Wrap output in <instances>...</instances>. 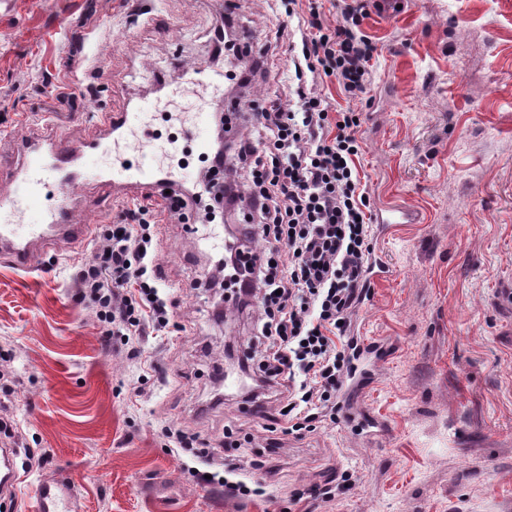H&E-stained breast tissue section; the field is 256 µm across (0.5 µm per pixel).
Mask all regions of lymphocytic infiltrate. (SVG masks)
I'll list each match as a JSON object with an SVG mask.
<instances>
[{"label": "lymphocytic infiltrate", "mask_w": 512, "mask_h": 512, "mask_svg": "<svg viewBox=\"0 0 512 512\" xmlns=\"http://www.w3.org/2000/svg\"><path fill=\"white\" fill-rule=\"evenodd\" d=\"M308 33L291 42L289 65L294 87L288 103H273L252 116L253 133L225 147H211L199 188L178 194L166 212L179 216L203 194H224L222 172L235 162L253 186L255 226L268 243L257 252L251 241L229 236L224 254V288L242 309L261 307L256 349L245 350L238 364L254 371L246 401L279 402L286 431L311 432L324 417L340 410L337 398L353 372L348 321L368 296L374 273L370 262L372 226L365 220L369 200L359 189L353 163L359 145L354 113H340L335 134H328V107L314 84L329 70L352 98L366 94L373 45L358 29L356 15L345 14L333 35ZM271 155L259 154L260 143ZM156 216L145 205L127 209L122 223L100 238L91 261L76 279L114 336H137L145 326L163 331L170 321L167 300L153 265ZM280 450L267 439L247 461L224 463V491L257 496L255 473Z\"/></svg>", "instance_id": "obj_1"}]
</instances>
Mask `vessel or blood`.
Instances as JSON below:
<instances>
[{
  "instance_id": "b4317fda",
  "label": "vessel or blood",
  "mask_w": 512,
  "mask_h": 512,
  "mask_svg": "<svg viewBox=\"0 0 512 512\" xmlns=\"http://www.w3.org/2000/svg\"><path fill=\"white\" fill-rule=\"evenodd\" d=\"M170 71L175 95L193 98L198 103L188 138L199 150H206L207 91L222 76L193 73L178 59L172 60ZM161 109L158 100L143 98L120 112L93 114L94 126L107 129L110 140L94 135L77 144L60 135L47 142H29L22 163L17 166L9 165L0 156V170H10L13 184L12 192L0 197V259L17 270L28 271L48 245L58 241L83 242L90 227L73 223L69 207L71 194L80 183L93 182L106 192H138L163 206L171 196L179 194L186 177L183 169L161 163L150 152L139 151L133 158L125 152L129 139L149 136L147 118ZM99 151L112 153L111 171L87 168L86 156ZM31 209L40 213L37 223L23 228L15 224L17 215ZM19 483L13 449L0 448V489L10 492ZM75 508L74 489L65 478L39 484L28 506L29 512H74Z\"/></svg>"
}]
</instances>
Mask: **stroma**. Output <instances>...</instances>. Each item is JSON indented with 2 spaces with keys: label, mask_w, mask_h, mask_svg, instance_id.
I'll list each match as a JSON object with an SVG mask.
<instances>
[{
  "label": "stroma",
  "mask_w": 512,
  "mask_h": 512,
  "mask_svg": "<svg viewBox=\"0 0 512 512\" xmlns=\"http://www.w3.org/2000/svg\"><path fill=\"white\" fill-rule=\"evenodd\" d=\"M317 6L322 33L351 8L374 46L362 98L325 75L316 85L330 114L359 119L360 189L372 213L415 217L374 229L384 270L350 331L374 351L342 411L281 435L266 496L225 494V456L252 457L282 425L277 404L260 415L242 403L246 375L224 383L227 346H246L256 323L208 285L225 226L192 213L160 224L173 316L164 332L110 345L74 274L134 198L88 183L72 219L92 237L50 247L29 273L0 261V448L25 474L0 512H26L61 472L79 512H512V315L495 301L512 281V0ZM287 21L280 0H0V154L20 158L25 139L84 141L86 114L165 96L156 77L172 57L223 65L212 36L225 22L268 63L265 78L225 85L238 113L288 101V39L276 34ZM169 427L215 446L213 458L170 452ZM228 430L239 447L223 448ZM344 472L352 485L336 499L294 500Z\"/></svg>",
  "instance_id": "obj_1"
}]
</instances>
